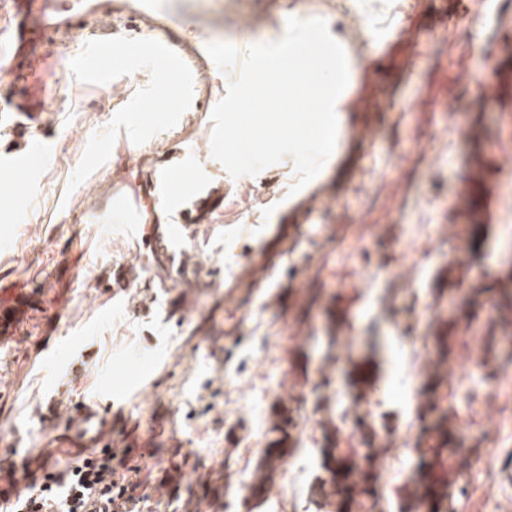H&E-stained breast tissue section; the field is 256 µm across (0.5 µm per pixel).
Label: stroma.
Segmentation results:
<instances>
[{
    "label": "stroma",
    "instance_id": "35a3bbf8",
    "mask_svg": "<svg viewBox=\"0 0 512 512\" xmlns=\"http://www.w3.org/2000/svg\"><path fill=\"white\" fill-rule=\"evenodd\" d=\"M167 2L165 28L196 26L242 51L246 26L265 43L288 18L325 20L359 71L347 150L298 191L289 156L232 178L212 156L211 115L236 70L198 83V110L175 116L161 109L154 65L119 54L89 77L49 49L37 78L59 95L44 125L0 114V162L34 137L52 157L20 199L0 170V306L24 290L43 296L0 340V468L63 467L79 444L103 441L138 467L140 512H332L324 449L359 447V415L416 437L417 387L437 372L455 391L459 435L475 432L487 461L461 476L455 512L489 499L512 512L501 340L512 322L488 287L512 272V0H467L463 16L455 0ZM483 70L491 85L468 86ZM178 148L224 194L198 218L188 241L198 275L180 287L130 230L156 223L143 184ZM476 180L487 195L472 221L488 230L474 253L458 198ZM256 224L271 225L268 240L242 249ZM452 275L486 291L443 358L433 327L465 305ZM371 353L380 368L355 395L345 373ZM97 398L104 417L87 435L66 426L68 405ZM282 405L289 453L256 496ZM414 464L413 447L385 445L382 512H398Z\"/></svg>",
    "mask_w": 512,
    "mask_h": 512
}]
</instances>
